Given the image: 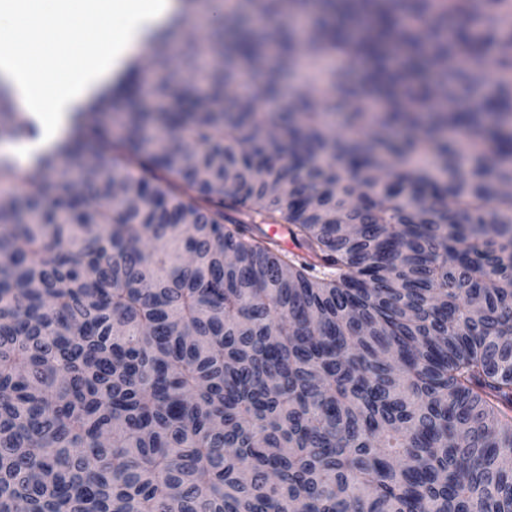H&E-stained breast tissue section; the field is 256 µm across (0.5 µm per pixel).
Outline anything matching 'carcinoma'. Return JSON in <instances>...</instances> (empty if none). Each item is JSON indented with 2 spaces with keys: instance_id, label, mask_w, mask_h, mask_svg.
Returning <instances> with one entry per match:
<instances>
[{
  "instance_id": "1",
  "label": "carcinoma",
  "mask_w": 512,
  "mask_h": 512,
  "mask_svg": "<svg viewBox=\"0 0 512 512\" xmlns=\"http://www.w3.org/2000/svg\"><path fill=\"white\" fill-rule=\"evenodd\" d=\"M199 3L151 106L129 60L0 158V512H512V0H240L203 97L165 75Z\"/></svg>"
}]
</instances>
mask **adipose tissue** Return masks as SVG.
I'll use <instances>...</instances> for the list:
<instances>
[{"label": "adipose tissue", "instance_id": "obj_1", "mask_svg": "<svg viewBox=\"0 0 512 512\" xmlns=\"http://www.w3.org/2000/svg\"><path fill=\"white\" fill-rule=\"evenodd\" d=\"M178 8V0H0V41L13 45L0 56V79L10 85L18 110L42 124L35 142L5 146L17 167L26 168L34 152L61 136L70 112L102 91L139 49L145 30L165 25ZM60 16L78 24L117 16L124 24L87 51L35 42Z\"/></svg>", "mask_w": 512, "mask_h": 512}]
</instances>
